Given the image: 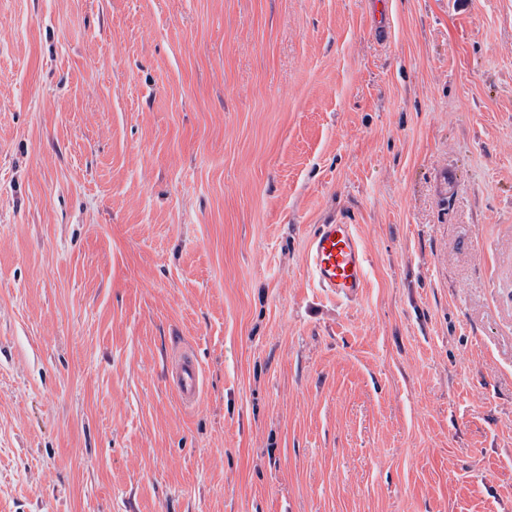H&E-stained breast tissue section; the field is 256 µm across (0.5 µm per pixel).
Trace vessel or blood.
<instances>
[{"instance_id": "obj_1", "label": "vessel or blood", "mask_w": 512, "mask_h": 512, "mask_svg": "<svg viewBox=\"0 0 512 512\" xmlns=\"http://www.w3.org/2000/svg\"><path fill=\"white\" fill-rule=\"evenodd\" d=\"M306 263L317 288L329 298L350 301L362 295L366 286V255L354 225H316L308 241ZM169 379L181 404L194 408L203 393V376L188 351L174 352Z\"/></svg>"}]
</instances>
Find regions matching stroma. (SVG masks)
Masks as SVG:
<instances>
[{
    "instance_id": "stroma-1",
    "label": "stroma",
    "mask_w": 512,
    "mask_h": 512,
    "mask_svg": "<svg viewBox=\"0 0 512 512\" xmlns=\"http://www.w3.org/2000/svg\"><path fill=\"white\" fill-rule=\"evenodd\" d=\"M375 2L0 0V512H512V0ZM306 263L317 288L329 298L350 301L366 288V255L352 224L316 225ZM170 383L181 404L194 408L203 393L202 371L194 357L186 350H176L169 368Z\"/></svg>"
}]
</instances>
